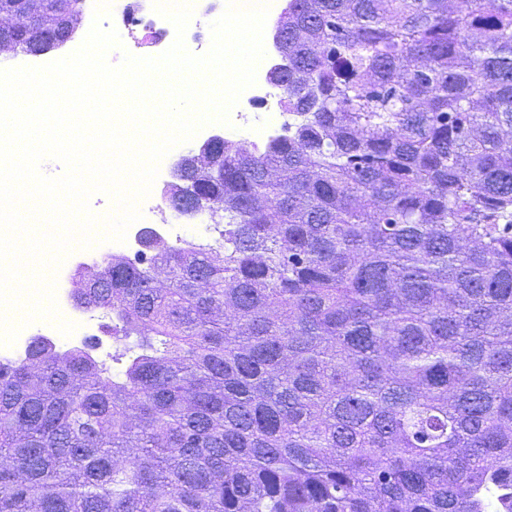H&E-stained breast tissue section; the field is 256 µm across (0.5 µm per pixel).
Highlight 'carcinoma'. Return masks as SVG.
Masks as SVG:
<instances>
[{"mask_svg": "<svg viewBox=\"0 0 512 512\" xmlns=\"http://www.w3.org/2000/svg\"><path fill=\"white\" fill-rule=\"evenodd\" d=\"M275 30L288 136L164 195L215 243L147 230L74 283L112 364L0 363V512H512V0H288Z\"/></svg>", "mask_w": 512, "mask_h": 512, "instance_id": "1", "label": "carcinoma"}]
</instances>
